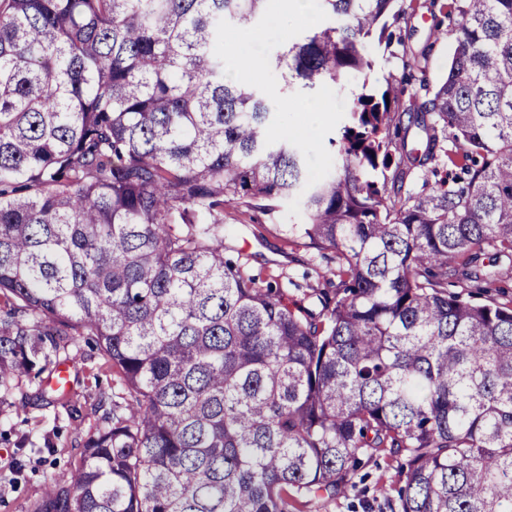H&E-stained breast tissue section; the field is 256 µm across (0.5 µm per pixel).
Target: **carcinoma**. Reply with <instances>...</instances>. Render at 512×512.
<instances>
[{
    "instance_id": "carcinoma-1",
    "label": "carcinoma",
    "mask_w": 512,
    "mask_h": 512,
    "mask_svg": "<svg viewBox=\"0 0 512 512\" xmlns=\"http://www.w3.org/2000/svg\"><path fill=\"white\" fill-rule=\"evenodd\" d=\"M319 3L270 57L279 93L363 83L308 188L213 52L266 0H0V417L76 335L120 377L28 512H288L382 454L398 512H512V307L448 291L512 267V0H431L403 65L453 54L407 102L377 73L399 0ZM293 197L284 235L336 253L307 305L224 234V206ZM432 24L433 20L426 9H417V15L411 20V23H408L407 26V31L408 28H411V30L413 29V31L410 32L412 34L411 37L409 39H405L406 45L408 47H416L422 44L428 36ZM453 49V38L448 35L447 39L437 43L426 64V78L431 84L437 82L446 73L448 58Z\"/></svg>"
}]
</instances>
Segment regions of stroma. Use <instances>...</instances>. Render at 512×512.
I'll return each instance as SVG.
<instances>
[{
	"mask_svg": "<svg viewBox=\"0 0 512 512\" xmlns=\"http://www.w3.org/2000/svg\"><path fill=\"white\" fill-rule=\"evenodd\" d=\"M302 220L300 205L294 199L282 203L270 215L235 205L224 208L225 233L232 246L248 255L250 272L279 283L290 298L306 302L314 289L327 287L329 281L335 280L336 263L316 249L296 246L281 233V225ZM75 347L76 358L66 366V389L73 401L81 405L83 418L69 423L61 407L33 396L25 407L11 412L8 425L12 433L0 435V512H27L47 479L63 473L77 461L81 436L98 424L91 404L111 400L118 387L116 375L103 367L86 337H78ZM56 427L61 433L55 451L33 453L15 445L24 434L41 442L44 434ZM402 485L396 459L384 455L365 459L357 468L352 488L331 504L312 502L304 512H395Z\"/></svg>",
	"mask_w": 512,
	"mask_h": 512,
	"instance_id": "1",
	"label": "stroma"
}]
</instances>
